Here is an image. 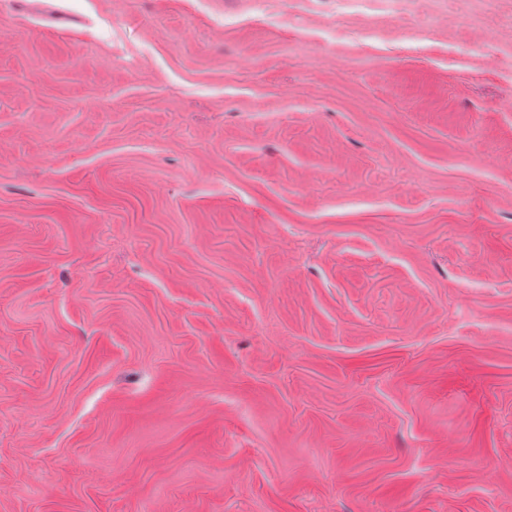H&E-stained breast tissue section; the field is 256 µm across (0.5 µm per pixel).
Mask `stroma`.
<instances>
[{"instance_id":"stroma-1","label":"stroma","mask_w":512,"mask_h":512,"mask_svg":"<svg viewBox=\"0 0 512 512\" xmlns=\"http://www.w3.org/2000/svg\"><path fill=\"white\" fill-rule=\"evenodd\" d=\"M0 512H512V0H0Z\"/></svg>"}]
</instances>
